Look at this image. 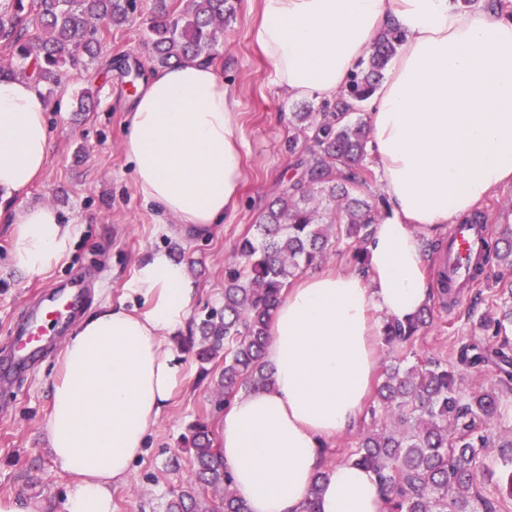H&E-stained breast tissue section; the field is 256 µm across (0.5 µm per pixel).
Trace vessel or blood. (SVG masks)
Segmentation results:
<instances>
[{"label": "vessel or blood", "mask_w": 512, "mask_h": 512, "mask_svg": "<svg viewBox=\"0 0 512 512\" xmlns=\"http://www.w3.org/2000/svg\"><path fill=\"white\" fill-rule=\"evenodd\" d=\"M482 235L478 224H454L448 230L444 256L458 279H465L471 264L470 252ZM86 289L74 280L67 286L43 293L28 317L26 328L15 336V355L9 365V376L26 372L43 350L52 331L65 328L83 304Z\"/></svg>", "instance_id": "b4317fda"}]
</instances>
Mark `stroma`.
Instances as JSON below:
<instances>
[{"label":"stroma","instance_id":"obj_1","mask_svg":"<svg viewBox=\"0 0 512 512\" xmlns=\"http://www.w3.org/2000/svg\"><path fill=\"white\" fill-rule=\"evenodd\" d=\"M155 0H142V11L131 21L113 27L102 51L91 63L61 70L48 99L49 162L41 180L23 194V202L55 207L64 223L74 224V242L61 263L44 276H30L9 261L13 227L0 223V369L14 330L41 291L72 277L85 280L90 295L82 309L90 314L125 297L124 286L137 262L163 250L184 264L198 285L192 317L224 303V269L232 261L239 239L254 224L268 201L288 184L290 119L301 101L276 85L271 67L254 48L252 28L257 0H239L236 18L224 29L217 46L225 79L237 85L240 125L245 140L246 180L236 212L208 237L169 232L160 210L143 201L123 150L126 107L134 90L127 78L108 68L110 58L127 54L148 75L152 63L142 41ZM90 90L97 107L76 111V99ZM501 315L500 291L477 286L468 289L456 306L434 314V321L414 350L419 358L451 360L457 348L483 338L479 322ZM185 364L186 384L174 395L159 425L133 465L127 485L113 489L114 512H166L172 488L186 479L191 450L190 427L202 420L217 426L223 412L215 405L217 372L223 359L211 362V375L200 379V363L186 338L175 341ZM58 351H51L29 373L13 383H0V497L33 498L44 512H64L68 479L57 472L44 429L50 412V390ZM512 448L480 449L476 490L496 512H512V495L503 489L506 462Z\"/></svg>","mask_w":512,"mask_h":512}]
</instances>
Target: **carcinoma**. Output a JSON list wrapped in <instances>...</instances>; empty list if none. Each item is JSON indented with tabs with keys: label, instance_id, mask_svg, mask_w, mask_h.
Listing matches in <instances>:
<instances>
[{
	"label": "carcinoma",
	"instance_id": "1",
	"mask_svg": "<svg viewBox=\"0 0 512 512\" xmlns=\"http://www.w3.org/2000/svg\"><path fill=\"white\" fill-rule=\"evenodd\" d=\"M238 0H160L143 38L159 67L186 59L203 63L236 17ZM140 0H10L0 9V46L7 51L0 77H24L39 86L56 82L61 68L83 55L98 56L104 29L128 22ZM402 42L395 29L373 44L362 68L353 74L334 110L294 112L291 125L313 143L292 163L288 188L267 205L236 247L226 266L224 305L210 309L197 324L195 354L201 364L224 357L219 386L228 404L241 390L268 386L272 373L264 360L268 325L290 280L308 272L337 247H347L359 271L365 269V245L374 224L385 217L361 194L369 169L364 165L370 130L356 116L384 78V70ZM477 275L486 267L512 271V226L500 224L481 241ZM438 288L432 297L448 304V277L433 269ZM503 312L491 323L495 348L464 343L454 363L419 359L412 364L395 348L415 340L430 326L428 304L411 320H383L380 333L390 348L389 364L377 384L368 414L397 416L394 429L373 427L362 433L347 462L375 474L383 492L382 512H490L477 482L476 451L498 442L512 447V431L490 435L486 423L501 415L512 388V280L501 279ZM494 362L505 389L464 393L462 371ZM192 479L173 494L167 512H247L233 487L213 431L191 426Z\"/></svg>",
	"mask_w": 512,
	"mask_h": 512
}]
</instances>
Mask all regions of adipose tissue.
<instances>
[{
  "instance_id": "ef3b65f1",
  "label": "adipose tissue",
  "mask_w": 512,
  "mask_h": 512,
  "mask_svg": "<svg viewBox=\"0 0 512 512\" xmlns=\"http://www.w3.org/2000/svg\"><path fill=\"white\" fill-rule=\"evenodd\" d=\"M404 34L370 97L369 151L387 215L366 245L363 274L300 277L274 310L269 388L236 397L217 444L248 512H380L364 468L324 465V444L353 426L377 368L380 318L407 319L428 301L421 232L461 223L512 185V18L451 0H259L253 40L294 99L337 102L379 34ZM235 88L214 64L151 69L127 109L123 141L134 184L179 233L208 235L238 207L244 141ZM50 105L32 81L0 79V221L10 259L29 275L53 269L75 227L20 195L43 175ZM138 307L105 305L67 339L52 382L46 440L70 482L65 512H112L145 442L184 383L173 340L198 293L186 267L154 251L126 286Z\"/></svg>"
}]
</instances>
